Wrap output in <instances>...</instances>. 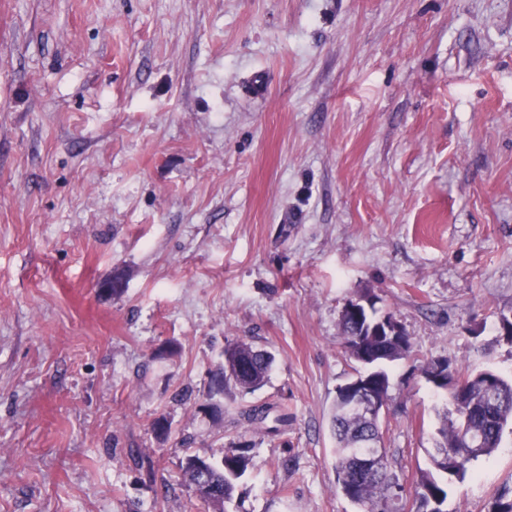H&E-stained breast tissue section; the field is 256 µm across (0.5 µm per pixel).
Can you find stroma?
<instances>
[{"instance_id":"stroma-1","label":"stroma","mask_w":512,"mask_h":512,"mask_svg":"<svg viewBox=\"0 0 512 512\" xmlns=\"http://www.w3.org/2000/svg\"><path fill=\"white\" fill-rule=\"evenodd\" d=\"M365 292L413 346L383 441L414 512L421 364L512 377V0H0V512H204L182 459L241 444L227 512H356L330 411ZM236 339L273 363L218 421ZM264 401L280 438L234 422ZM506 489L512 428L448 508Z\"/></svg>"}]
</instances>
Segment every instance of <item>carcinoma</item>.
I'll list each match as a JSON object with an SVG mask.
<instances>
[{"label":"carcinoma","mask_w":512,"mask_h":512,"mask_svg":"<svg viewBox=\"0 0 512 512\" xmlns=\"http://www.w3.org/2000/svg\"><path fill=\"white\" fill-rule=\"evenodd\" d=\"M361 316L360 320L341 319V346L356 363L362 355H370L366 375L374 384L387 389L390 381L384 364L411 356L410 336L405 332L392 342L379 335L396 320L390 313H381L371 299L363 305ZM272 362L267 350L244 339L226 344L224 363L211 377L208 402L202 409L216 419L223 418L224 389L231 385L245 394L260 390L267 382ZM421 371L435 388L453 392L457 414L444 411L438 429L442 443L431 455V468L420 471L417 479L416 512H447L448 477L462 479L471 463L491 457L500 446L504 429L512 425V378L492 370L463 373L447 364L437 372L429 371L425 365ZM293 420L284 404L250 405L238 412L239 424L257 428L270 438L285 434ZM331 431L336 439V486L342 495L360 512H402L399 496L395 494L402 485L393 469L389 449H383V456L372 463L371 474L358 473L355 449L365 441L382 439L381 423L350 412L340 389L334 402ZM251 466L252 458L246 447L241 446L235 453L224 454L219 463L188 454L182 471L195 496L210 512H226L235 481Z\"/></svg>","instance_id":"obj_1"}]
</instances>
